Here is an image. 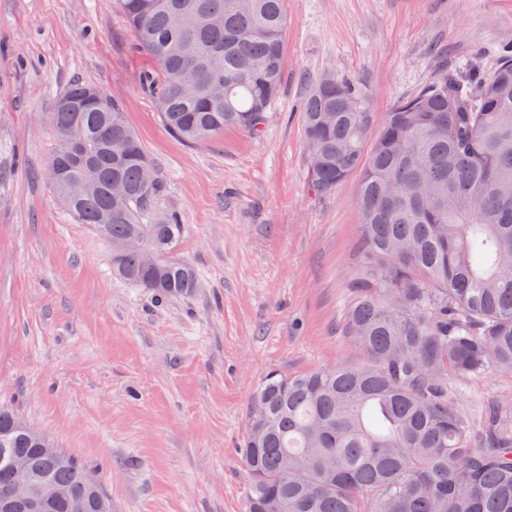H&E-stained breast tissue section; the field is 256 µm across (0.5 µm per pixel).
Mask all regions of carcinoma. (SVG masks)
<instances>
[{"mask_svg":"<svg viewBox=\"0 0 512 512\" xmlns=\"http://www.w3.org/2000/svg\"><path fill=\"white\" fill-rule=\"evenodd\" d=\"M136 48L156 70L144 87L165 128L187 143L227 128L260 133L284 76V0H121ZM90 91L100 106L85 104ZM309 189L359 176L356 204L368 275L345 328L354 365L271 374L258 388L243 455L248 512H512V407L487 404L476 429L448 396V376L512 370V52L488 71L443 66L374 125L361 84L328 74L300 107ZM55 192L112 245V271L160 299L199 287L173 258L183 232L122 105L91 84L58 96ZM127 196L112 197V183ZM133 236L156 256L126 249ZM0 488L11 460L99 512L103 489L78 460L48 452L0 405Z\"/></svg>","mask_w":512,"mask_h":512,"instance_id":"carcinoma-1","label":"carcinoma"}]
</instances>
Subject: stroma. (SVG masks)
<instances>
[{"mask_svg": "<svg viewBox=\"0 0 512 512\" xmlns=\"http://www.w3.org/2000/svg\"><path fill=\"white\" fill-rule=\"evenodd\" d=\"M284 83L261 134L185 143L142 83L120 0H0V403L83 461L112 512H247L251 400L270 372L355 364L344 332L361 257L357 178L307 185L308 80H361L375 120L441 62L485 71L512 48V0H285ZM120 101L184 226L193 293L156 299L112 274L44 169L71 83ZM463 413L512 405V370L448 380Z\"/></svg>", "mask_w": 512, "mask_h": 512, "instance_id": "obj_1", "label": "stroma"}]
</instances>
